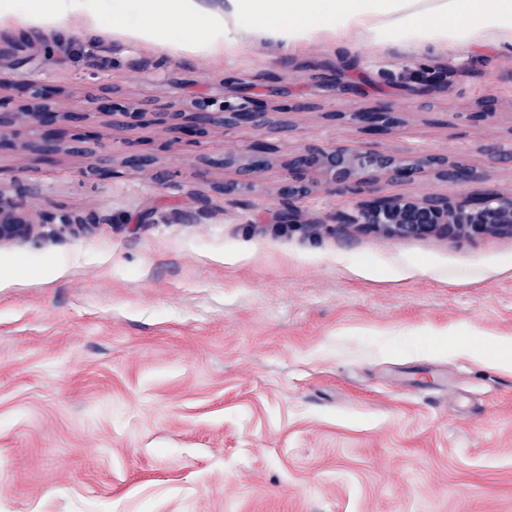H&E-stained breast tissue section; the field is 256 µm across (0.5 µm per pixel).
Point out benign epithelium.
Wrapping results in <instances>:
<instances>
[{"instance_id": "1", "label": "benign epithelium", "mask_w": 512, "mask_h": 512, "mask_svg": "<svg viewBox=\"0 0 512 512\" xmlns=\"http://www.w3.org/2000/svg\"><path fill=\"white\" fill-rule=\"evenodd\" d=\"M15 86L12 75L0 70V147L23 130L34 134L21 141L20 147L43 160L53 161L66 151V144L57 129L70 121L89 120L95 114L111 113L110 97L94 95L85 100L84 112H59L52 99L55 93L39 81L26 82L29 92L28 111L12 110V99L5 91ZM162 120L167 124L170 145L177 146L188 135L205 136L215 128L246 127L257 139L251 144L245 163L236 168L237 177L216 186L222 197H232L257 190L259 174L271 164L264 136L283 131L289 124L266 111L255 102L232 104L224 102L216 109L199 104L188 112L178 101L167 104ZM142 113L124 112L122 119L112 122V139L126 140L141 122ZM350 121L367 135H381L400 125L397 113L381 107L370 112H352ZM123 166L139 170L153 165L154 160L138 152L124 156ZM288 173L279 190L285 206L283 222H295L294 202L307 196L300 175L308 170L323 173L333 187L353 189L364 195L349 212L337 217L340 224H357L388 239L440 237L446 239L476 238L487 234L512 236V194H490L470 198L449 196L386 195L380 188L383 180H409L423 170L456 183L480 180L483 173L476 167L453 162L440 154L412 152L404 157L353 150L334 146L320 150H303L284 163ZM26 194L18 188L11 195L0 189V240L29 238L40 225L31 222L25 213ZM55 224L60 232H76L95 223L91 215L50 212L42 220Z\"/></svg>"}]
</instances>
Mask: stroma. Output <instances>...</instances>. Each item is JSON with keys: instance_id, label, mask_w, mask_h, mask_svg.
<instances>
[{"instance_id": "35a3bbf8", "label": "stroma", "mask_w": 512, "mask_h": 512, "mask_svg": "<svg viewBox=\"0 0 512 512\" xmlns=\"http://www.w3.org/2000/svg\"><path fill=\"white\" fill-rule=\"evenodd\" d=\"M87 6L94 34L80 10L62 31L0 25L30 39L14 72L58 89L64 112L104 85L118 108L149 104L127 145L103 115L62 130L93 128L116 160L150 155L168 182L118 163L95 178L98 155L0 149V180L29 186L31 219H96L0 241V512H512V372L448 351L512 337V237L390 240L333 223L358 196L318 171L298 223L276 218L282 163L305 147L420 149L484 173L458 185L425 171L383 182L391 195L512 193V164L483 152L512 145V45L291 51L230 23L217 52L198 24L122 37L146 21L140 0ZM486 97L494 116L470 119ZM174 99L286 113L260 190H212L251 129L170 148L155 114ZM379 104L401 119L385 135L325 118Z\"/></svg>"}]
</instances>
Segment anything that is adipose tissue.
Returning <instances> with one entry per match:
<instances>
[{
	"label": "adipose tissue",
	"mask_w": 512,
	"mask_h": 512,
	"mask_svg": "<svg viewBox=\"0 0 512 512\" xmlns=\"http://www.w3.org/2000/svg\"><path fill=\"white\" fill-rule=\"evenodd\" d=\"M471 16L467 43L495 37L512 43V0H225L215 25L250 20L246 33L297 47L314 38L350 43L395 32L407 41L441 51L456 39L461 10Z\"/></svg>",
	"instance_id": "adipose-tissue-1"
}]
</instances>
